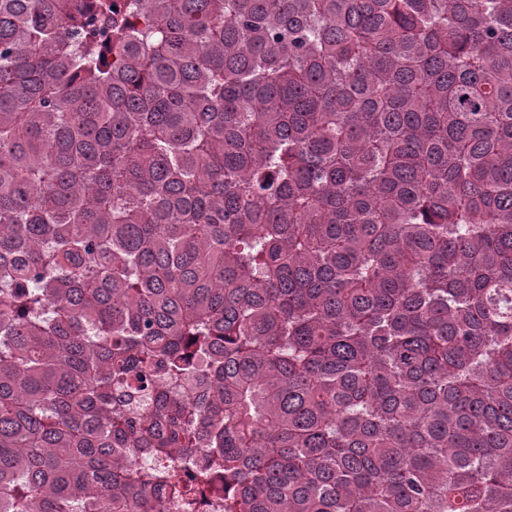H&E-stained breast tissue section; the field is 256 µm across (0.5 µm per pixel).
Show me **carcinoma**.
<instances>
[{
    "label": "carcinoma",
    "instance_id": "carcinoma-1",
    "mask_svg": "<svg viewBox=\"0 0 512 512\" xmlns=\"http://www.w3.org/2000/svg\"><path fill=\"white\" fill-rule=\"evenodd\" d=\"M512 512V0H0V512Z\"/></svg>",
    "mask_w": 512,
    "mask_h": 512
}]
</instances>
